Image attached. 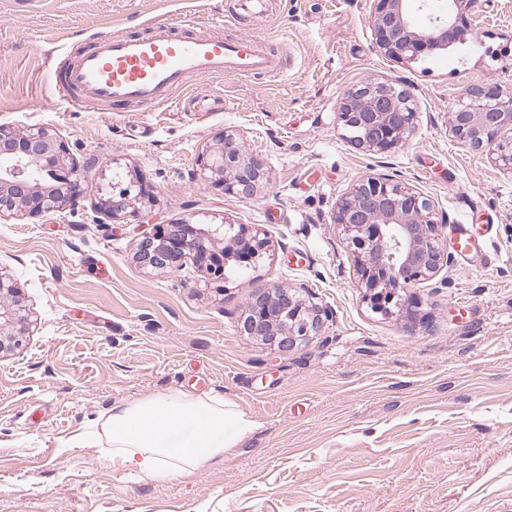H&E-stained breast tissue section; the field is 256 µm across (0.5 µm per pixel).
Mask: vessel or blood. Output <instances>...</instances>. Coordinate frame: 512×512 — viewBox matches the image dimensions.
<instances>
[{"label": "vessel or blood", "instance_id": "1", "mask_svg": "<svg viewBox=\"0 0 512 512\" xmlns=\"http://www.w3.org/2000/svg\"><path fill=\"white\" fill-rule=\"evenodd\" d=\"M286 70L282 57L257 38L220 33L193 37L155 23L143 36L100 34L69 67L52 73L51 83L71 100L119 109L134 102L173 103L174 91L192 76L257 73L281 78ZM478 247V234L458 226L456 252L467 258Z\"/></svg>", "mask_w": 512, "mask_h": 512}]
</instances>
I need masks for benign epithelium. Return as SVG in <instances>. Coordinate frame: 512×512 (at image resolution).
I'll return each instance as SVG.
<instances>
[{
    "instance_id": "obj_1",
    "label": "benign epithelium",
    "mask_w": 512,
    "mask_h": 512,
    "mask_svg": "<svg viewBox=\"0 0 512 512\" xmlns=\"http://www.w3.org/2000/svg\"><path fill=\"white\" fill-rule=\"evenodd\" d=\"M369 18L376 42L396 60L412 59L445 47L473 30L477 0H450L448 13L418 29V0H374ZM338 118L354 131L349 141L374 154L403 147L415 127L410 95L396 86L371 80L354 85L341 98ZM448 131L461 144L486 151L493 162L512 171V90L499 85L469 89L448 116ZM0 154L16 164L0 173V213L21 211L32 217L59 211L81 192L77 164L67 144L48 127L26 131L0 125ZM51 174L55 185L43 186L28 169ZM196 178L229 194L253 195L265 179L263 166L245 154L236 136L226 133L220 147L199 159ZM155 202L137 174L127 186L99 201V210L114 221L137 216ZM336 224L353 248L355 270L372 311L388 316L402 312L400 291L432 280L444 262L445 244L430 200L408 184L386 176H368L337 204ZM229 239L232 247L218 244ZM269 247L265 234L250 224H217L205 229L191 220L155 224L140 242L139 259L152 269L179 270L186 260L210 280L224 278V256L235 250L243 262H256ZM327 314L296 289L273 284L253 299L241 322L242 331L281 352L319 335ZM28 319L20 289L0 273V355L21 344Z\"/></svg>"
}]
</instances>
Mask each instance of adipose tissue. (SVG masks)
I'll return each instance as SVG.
<instances>
[{"label":"adipose tissue","mask_w":512,"mask_h":512,"mask_svg":"<svg viewBox=\"0 0 512 512\" xmlns=\"http://www.w3.org/2000/svg\"><path fill=\"white\" fill-rule=\"evenodd\" d=\"M99 424L113 468L136 471L152 482L203 475L257 427L226 396L201 398L183 390L112 406Z\"/></svg>","instance_id":"adipose-tissue-1"}]
</instances>
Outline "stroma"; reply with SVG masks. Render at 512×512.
Listing matches in <instances>:
<instances>
[{"label": "stroma", "instance_id": "35a3bbf8", "mask_svg": "<svg viewBox=\"0 0 512 512\" xmlns=\"http://www.w3.org/2000/svg\"><path fill=\"white\" fill-rule=\"evenodd\" d=\"M232 5L0 0V124L53 129L83 187L57 212L0 214V270L29 321L0 359V512H512V172L448 132L467 89L512 87V0H480L475 30L400 61L376 43L373 0H276L269 17L238 21ZM185 7L193 34L220 24L265 40L287 81L230 74L176 90L222 100L216 112H115L51 86L98 34L176 21ZM367 80L411 95L415 128L399 150L361 151L338 122L344 92ZM227 131L266 172L254 197L192 178ZM130 170L156 198L155 223L256 225L269 252L254 266L226 259L210 284L190 264L145 267L139 218L117 224L97 208L113 174ZM382 174L433 201L445 240L460 223L491 227L484 261L451 255L409 288L412 316L371 310L333 222L343 195ZM272 283L307 287L330 313L286 353L239 329ZM178 389L226 395L258 427L193 480L113 469L95 420Z\"/></svg>", "mask_w": 512, "mask_h": 512}]
</instances>
